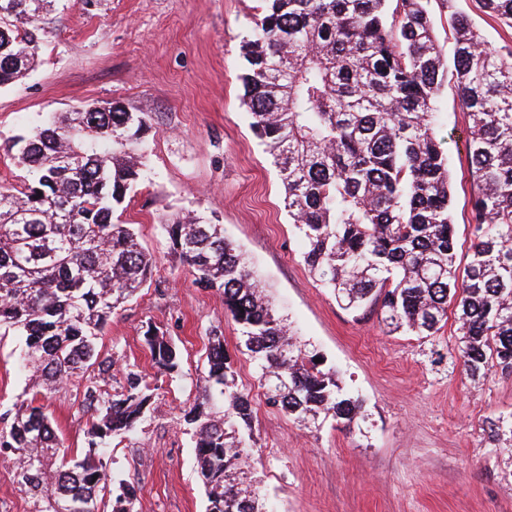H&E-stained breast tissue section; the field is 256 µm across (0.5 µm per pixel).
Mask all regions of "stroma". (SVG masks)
<instances>
[{
	"instance_id": "1",
	"label": "stroma",
	"mask_w": 512,
	"mask_h": 512,
	"mask_svg": "<svg viewBox=\"0 0 512 512\" xmlns=\"http://www.w3.org/2000/svg\"><path fill=\"white\" fill-rule=\"evenodd\" d=\"M259 11L260 0H56L34 69L0 88V182L26 179L4 145L45 114L116 102L152 117L143 177L114 219L135 227L156 267L113 314L102 350L140 370L154 397L142 433L114 442L112 467L137 487L136 512H206L179 415L204 386L217 328L252 400L253 485L269 512H512V452L489 432L491 419L512 413V372L496 367L472 382L448 357L455 318L428 339L388 332L377 312L344 310L304 265L277 172L242 104L243 25ZM437 108L463 266L473 239L469 118L450 83ZM192 211L223 225L300 341L363 399L364 421L305 425L266 405L222 296L198 288L169 253L165 219ZM150 323L179 349V377L154 367L143 336ZM18 345L17 337L0 339V412L26 397L14 371ZM45 406L65 447L83 448L88 415L75 386Z\"/></svg>"
}]
</instances>
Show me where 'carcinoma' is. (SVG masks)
<instances>
[{
    "label": "carcinoma",
    "mask_w": 512,
    "mask_h": 512,
    "mask_svg": "<svg viewBox=\"0 0 512 512\" xmlns=\"http://www.w3.org/2000/svg\"><path fill=\"white\" fill-rule=\"evenodd\" d=\"M52 2L0 0V87L32 67ZM261 2L243 39V102L310 273L347 309H378L391 333L431 337L452 304L454 358L469 378L484 380L495 366L512 371V47L489 44L456 0H440L455 40L450 68L431 0ZM477 2L512 29V0ZM449 76L470 118L475 185L462 273L448 156L436 133ZM151 129L147 112L93 102L8 144L30 179L0 183V336L24 337L18 372L33 394L0 414V459L13 463L32 512H101L105 493L112 512H135L137 488L109 460L113 439L142 431L152 393L133 369L107 388L116 360L98 341L154 271L134 228L112 220L141 178ZM165 231L194 284L218 291L240 326L268 406L304 423L364 418L363 401L297 342L222 225L195 213ZM144 341L162 373H180V352L159 327L148 325ZM75 379L89 418L86 446L74 454L35 401ZM204 381L182 420L206 512H267L242 479L253 411L217 335ZM490 433L512 448V416L492 420Z\"/></svg>",
    "instance_id": "carcinoma-1"
}]
</instances>
